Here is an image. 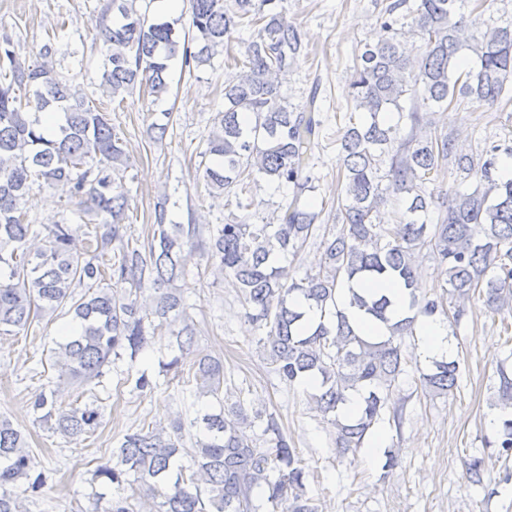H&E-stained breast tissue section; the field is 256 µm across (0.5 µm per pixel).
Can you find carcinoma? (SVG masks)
Masks as SVG:
<instances>
[{
    "label": "carcinoma",
    "mask_w": 512,
    "mask_h": 512,
    "mask_svg": "<svg viewBox=\"0 0 512 512\" xmlns=\"http://www.w3.org/2000/svg\"><path fill=\"white\" fill-rule=\"evenodd\" d=\"M495 0H388L378 20L385 36L355 57L348 83L350 111L337 124V175L343 194L328 218L300 203L314 189L303 176L315 133L312 117L281 95L277 77L288 73L306 46L298 28L278 11V0H192L189 27L163 15L149 16L137 0H111L98 18L105 58L100 88L112 100L140 87L159 97L169 93L171 64L193 72L227 53L236 76L224 84V111L208 139L198 179L209 192L227 196L241 212L254 205L261 180L293 186L292 200L264 224L236 216L208 239L194 224L168 220L169 197L154 206L152 238L144 245L131 233L123 185L130 168L126 142L109 113L74 91L56 70L48 41L39 60L28 65L12 38L0 37V336L27 333L34 323L59 313L73 315L80 329L52 351L58 382L35 397L39 419L60 435L77 439L95 431L102 412L95 404L66 408L60 382L88 387L99 383L114 361L136 360L161 328L175 339L179 354L162 364L179 371L183 355L196 344V328L178 282L186 275L184 254L203 249L213 274L239 289L248 318L280 378L292 385L318 381L311 400L331 416L336 456L363 447L390 407L403 374L404 337L422 317H452L458 325L475 295L495 313L512 312V145L494 144L473 154L453 133L432 126L433 112H458L479 103L490 108L512 102V17L484 19ZM251 30L239 55L231 35ZM59 116L56 127L42 115ZM149 125L150 138L168 132L171 113ZM408 120L401 126L400 119ZM456 186L440 197L426 184L443 171ZM36 183L77 200L79 229L62 219L39 232L27 222V196ZM321 233L322 263L296 280L282 258L297 254ZM432 251L443 265V293L429 297L415 287V255ZM394 278L409 289L410 315L393 320L384 295L358 294L353 287ZM85 292L78 295L76 289ZM351 304L384 324L388 334L370 341L357 333L339 308L342 289ZM151 290L150 302L140 300ZM314 306L321 321L303 322L302 306ZM459 363L433 361L420 374L425 391L449 394L458 386ZM502 405L512 408V375L500 370ZM194 396H215L224 386V364L198 359ZM361 398L358 413L342 417L348 396ZM264 424L266 447L241 427ZM178 420L124 435L112 461L94 478L119 491L135 484L159 500L157 512H258L253 490L282 512H318L309 497L302 459L290 448L274 414H249L235 403L202 418L193 447H185ZM488 446L512 457V418L501 422ZM485 459L466 462L469 483L484 485ZM35 472L32 451L21 430L0 417V512H24V498L45 485Z\"/></svg>",
    "instance_id": "cac0c4a2"
}]
</instances>
